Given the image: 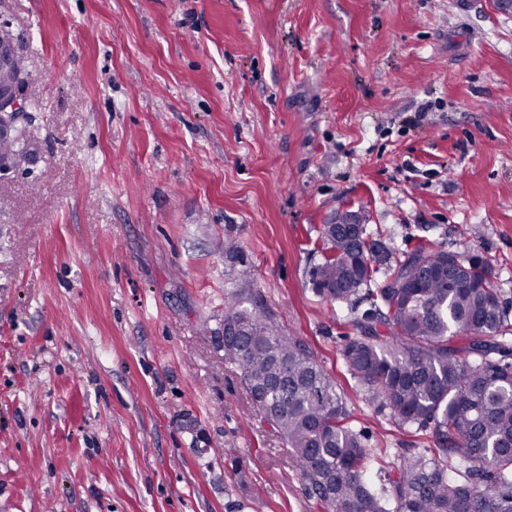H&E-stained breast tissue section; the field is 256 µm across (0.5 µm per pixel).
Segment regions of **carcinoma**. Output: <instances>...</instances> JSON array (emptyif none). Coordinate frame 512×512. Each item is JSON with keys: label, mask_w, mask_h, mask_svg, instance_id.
<instances>
[{"label": "carcinoma", "mask_w": 512, "mask_h": 512, "mask_svg": "<svg viewBox=\"0 0 512 512\" xmlns=\"http://www.w3.org/2000/svg\"><path fill=\"white\" fill-rule=\"evenodd\" d=\"M0 89L27 74L17 39L0 34ZM23 159L0 138V161ZM313 291L351 306L369 302L341 357L362 399L400 427L430 429L435 447L402 453L387 485L336 384L299 339L224 295V362L241 368L254 408L273 419L301 480L329 512H512V344L508 306L476 255L421 245L371 287L386 257L338 224L323 225Z\"/></svg>", "instance_id": "cac0c4a2"}]
</instances>
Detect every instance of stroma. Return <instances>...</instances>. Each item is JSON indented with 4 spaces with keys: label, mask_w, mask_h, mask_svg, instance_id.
Here are the masks:
<instances>
[{
    "label": "stroma",
    "mask_w": 512,
    "mask_h": 512,
    "mask_svg": "<svg viewBox=\"0 0 512 512\" xmlns=\"http://www.w3.org/2000/svg\"><path fill=\"white\" fill-rule=\"evenodd\" d=\"M35 108L0 172V512H327L224 362L239 289L391 461L355 317L317 296L358 212L468 251L512 305V17L495 0H0Z\"/></svg>",
    "instance_id": "obj_1"
}]
</instances>
